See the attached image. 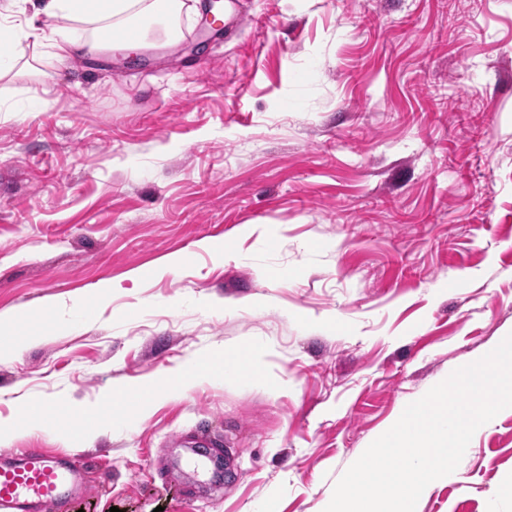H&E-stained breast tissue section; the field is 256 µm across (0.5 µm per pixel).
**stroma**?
<instances>
[{
    "instance_id": "stroma-1",
    "label": "stroma",
    "mask_w": 512,
    "mask_h": 512,
    "mask_svg": "<svg viewBox=\"0 0 512 512\" xmlns=\"http://www.w3.org/2000/svg\"><path fill=\"white\" fill-rule=\"evenodd\" d=\"M208 4L167 47L0 77V422L65 413L0 456L87 463L45 512H321L406 403L512 333V0ZM243 344L264 381L163 393ZM203 431L217 488L176 464ZM456 473L417 512H512V412Z\"/></svg>"
}]
</instances>
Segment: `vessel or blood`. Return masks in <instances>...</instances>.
Segmentation results:
<instances>
[{"instance_id": "obj_1", "label": "vessel or blood", "mask_w": 512, "mask_h": 512, "mask_svg": "<svg viewBox=\"0 0 512 512\" xmlns=\"http://www.w3.org/2000/svg\"><path fill=\"white\" fill-rule=\"evenodd\" d=\"M78 456L26 448L0 457V512H41L44 504L65 503L85 485Z\"/></svg>"}]
</instances>
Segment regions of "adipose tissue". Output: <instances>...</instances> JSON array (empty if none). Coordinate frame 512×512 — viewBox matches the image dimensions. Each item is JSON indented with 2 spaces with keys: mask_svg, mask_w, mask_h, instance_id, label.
<instances>
[{
  "mask_svg": "<svg viewBox=\"0 0 512 512\" xmlns=\"http://www.w3.org/2000/svg\"><path fill=\"white\" fill-rule=\"evenodd\" d=\"M191 11L185 0H39L33 17L19 27L9 22L13 6L8 2L0 6V38H13L26 31L34 36L40 56L58 59L73 55L78 48L95 46L99 27L125 30L143 19L146 27L125 44L126 49L139 50L154 41L173 40L182 29L183 17ZM40 15L54 18V26L36 27L35 19ZM80 23L85 26L81 32L76 29Z\"/></svg>",
  "mask_w": 512,
  "mask_h": 512,
  "instance_id": "obj_1",
  "label": "adipose tissue"
}]
</instances>
